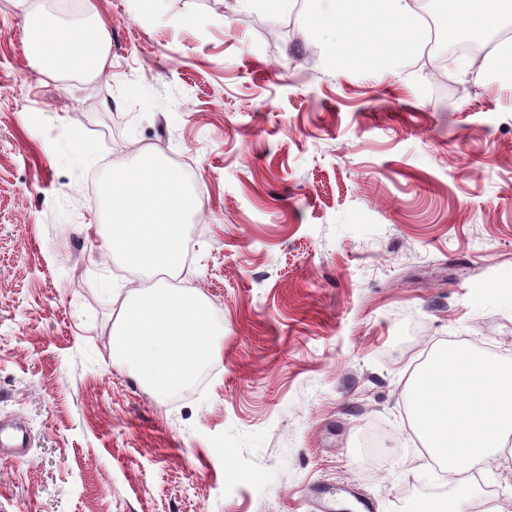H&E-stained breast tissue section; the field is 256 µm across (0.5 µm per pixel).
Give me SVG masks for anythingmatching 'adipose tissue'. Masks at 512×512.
<instances>
[{"mask_svg":"<svg viewBox=\"0 0 512 512\" xmlns=\"http://www.w3.org/2000/svg\"><path fill=\"white\" fill-rule=\"evenodd\" d=\"M23 8L31 65L50 79L97 76L110 67L109 33L95 0H84L85 22L68 27L41 21V8ZM424 0H329L315 25L331 30L334 58L367 56L389 69L423 48L429 31L422 21ZM444 31L489 33L482 59L451 56L448 68L482 82L493 61L512 55V0H449ZM113 243L128 264L151 275L176 272L183 261L185 226L199 209L197 195L180 176L148 159L113 175L106 187ZM112 357L160 392L188 382L216 351L206 307L189 289L156 285L128 291L111 333Z\"/></svg>","mask_w":512,"mask_h":512,"instance_id":"1","label":"adipose tissue"}]
</instances>
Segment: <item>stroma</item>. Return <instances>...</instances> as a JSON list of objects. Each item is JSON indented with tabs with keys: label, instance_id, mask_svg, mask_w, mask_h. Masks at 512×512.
Returning <instances> with one entry per match:
<instances>
[{
	"label": "stroma",
	"instance_id": "obj_1",
	"mask_svg": "<svg viewBox=\"0 0 512 512\" xmlns=\"http://www.w3.org/2000/svg\"><path fill=\"white\" fill-rule=\"evenodd\" d=\"M112 65L54 81L0 0V512H399L442 492L412 428L446 344L512 360V79L331 62L314 0H98ZM151 153L201 184L186 226L221 350L158 394L111 358L130 283L103 186ZM512 512V451L475 472ZM28 444L29 435L22 424L0 420V459L6 453L12 461H21Z\"/></svg>",
	"mask_w": 512,
	"mask_h": 512
}]
</instances>
